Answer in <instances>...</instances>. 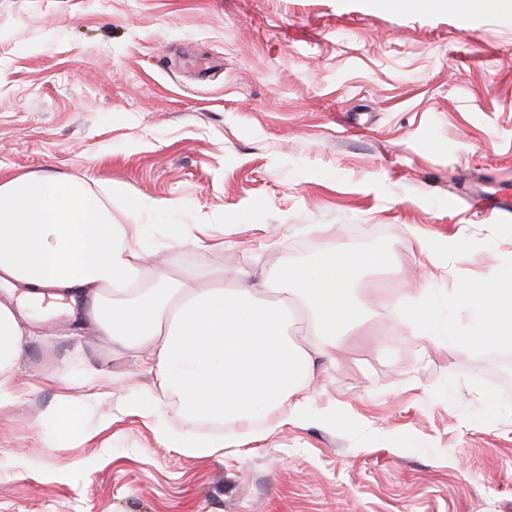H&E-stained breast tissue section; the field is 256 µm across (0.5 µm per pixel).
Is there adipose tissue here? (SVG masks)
Returning a JSON list of instances; mask_svg holds the SVG:
<instances>
[{
  "label": "adipose tissue",
  "instance_id": "1",
  "mask_svg": "<svg viewBox=\"0 0 512 512\" xmlns=\"http://www.w3.org/2000/svg\"><path fill=\"white\" fill-rule=\"evenodd\" d=\"M149 233L146 224L113 223L106 194L82 182L40 173L0 183V406L21 396L16 377L35 334L32 309L79 298L88 307L83 326L100 347L155 374L153 389L129 395L123 412L149 422L164 447L215 455L224 448L228 422L239 427L238 444L262 439L252 427L256 415L287 400L288 422L335 420L339 408L314 403V359H334L340 341L362 324L364 305L351 285L369 254L331 245L315 263L263 269L261 287H248L252 271L243 265L229 285L203 288L192 277L150 267L142 250ZM454 301L469 311L472 343L512 346V286L496 272L459 289ZM296 306L313 338L306 349L288 335ZM394 317L415 336L459 342L441 323L426 284L414 288ZM171 413L214 431H173ZM41 421L53 427L54 442L87 437L69 395H60Z\"/></svg>",
  "mask_w": 512,
  "mask_h": 512
}]
</instances>
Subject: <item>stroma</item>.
Masks as SVG:
<instances>
[{"instance_id":"obj_1","label":"stroma","mask_w":512,"mask_h":512,"mask_svg":"<svg viewBox=\"0 0 512 512\" xmlns=\"http://www.w3.org/2000/svg\"><path fill=\"white\" fill-rule=\"evenodd\" d=\"M453 0H0V182L50 172L111 190L112 220L153 224L157 260L214 280L237 256L169 244L172 224L232 225L253 270L326 244L393 251L338 363L317 359L327 424H281L223 454L158 444L101 417L128 377L80 325L47 314L20 399L0 407V512H512V347L387 348L420 282L445 299L497 271L512 221L448 198L512 194V11L456 22ZM169 199L161 215L136 200ZM112 372L88 398L85 367ZM60 380L46 381L47 373ZM67 393L90 442L52 446L39 414ZM502 408L482 418L486 399Z\"/></svg>"}]
</instances>
